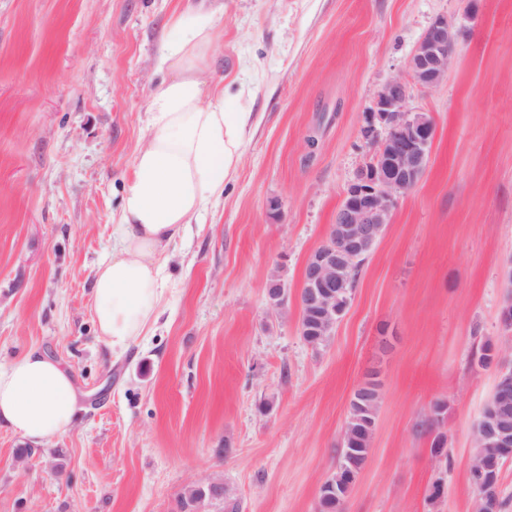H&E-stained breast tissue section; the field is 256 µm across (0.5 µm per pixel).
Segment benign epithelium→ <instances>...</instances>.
<instances>
[{"label":"benign epithelium","mask_w":512,"mask_h":512,"mask_svg":"<svg viewBox=\"0 0 512 512\" xmlns=\"http://www.w3.org/2000/svg\"><path fill=\"white\" fill-rule=\"evenodd\" d=\"M457 51L453 24L439 17L420 39L408 64V76L388 79L380 88L365 134L375 137L373 120L386 129L370 162L360 168L348 184L336 211L326 242L307 259L300 307L315 314L312 332L326 342L336 326V285L344 279L351 264L372 250L390 223L398 199L422 177L434 137V122L423 111L408 109L411 84L431 88L448 73ZM268 305L278 310L285 306L288 288L271 281L266 288ZM475 436L486 448L485 458L499 462L512 456V429L498 423V409L492 408L489 420L475 429Z\"/></svg>","instance_id":"obj_1"}]
</instances>
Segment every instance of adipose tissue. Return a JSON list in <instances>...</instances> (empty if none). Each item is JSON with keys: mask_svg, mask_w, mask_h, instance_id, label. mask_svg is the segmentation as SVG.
<instances>
[{"mask_svg": "<svg viewBox=\"0 0 512 512\" xmlns=\"http://www.w3.org/2000/svg\"><path fill=\"white\" fill-rule=\"evenodd\" d=\"M215 14L170 19L157 66L168 74L147 108L148 134L134 155L115 245L93 281L100 335L120 354L147 335L167 301L162 260L192 220L224 193L236 170L248 115L224 109L223 90L204 94ZM77 411L70 373L36 352L0 364V425L42 445L66 433Z\"/></svg>", "mask_w": 512, "mask_h": 512, "instance_id": "ef3b65f1", "label": "adipose tissue"}]
</instances>
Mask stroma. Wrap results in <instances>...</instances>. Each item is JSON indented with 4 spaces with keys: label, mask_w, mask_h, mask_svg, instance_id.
<instances>
[{
    "label": "stroma",
    "mask_w": 512,
    "mask_h": 512,
    "mask_svg": "<svg viewBox=\"0 0 512 512\" xmlns=\"http://www.w3.org/2000/svg\"><path fill=\"white\" fill-rule=\"evenodd\" d=\"M190 6L217 14L207 80L249 115L241 161L172 247L153 330L117 355L92 285L164 78L163 28ZM440 16L458 51L409 100L434 119L428 166L310 346L305 261L372 155L380 86ZM511 267L512 0H0V362L44 354L77 392L70 430L28 456L0 428V512H177L205 480L239 512H318L373 371L377 427L345 512H476L473 432L499 369L476 355L492 340L512 368ZM438 403L446 467L417 428Z\"/></svg>",
    "instance_id": "obj_1"
}]
</instances>
